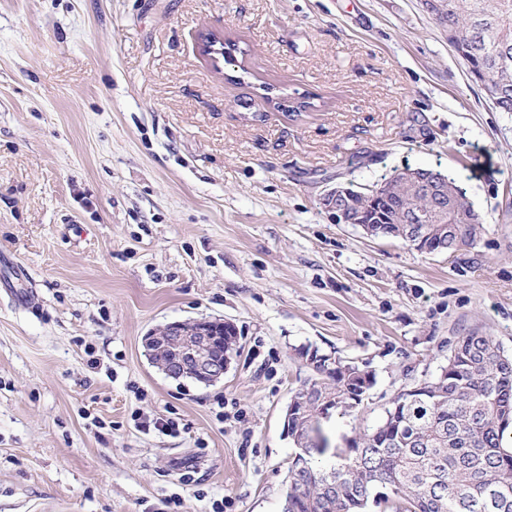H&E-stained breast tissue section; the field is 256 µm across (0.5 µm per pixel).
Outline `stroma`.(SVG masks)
<instances>
[{
	"label": "stroma",
	"mask_w": 512,
	"mask_h": 512,
	"mask_svg": "<svg viewBox=\"0 0 512 512\" xmlns=\"http://www.w3.org/2000/svg\"><path fill=\"white\" fill-rule=\"evenodd\" d=\"M407 167L466 189L474 244L321 203ZM202 318L236 329L223 380L168 378L144 336ZM475 328L512 354V112L420 0H0V512H282L308 353L374 376L336 444Z\"/></svg>",
	"instance_id": "obj_1"
}]
</instances>
